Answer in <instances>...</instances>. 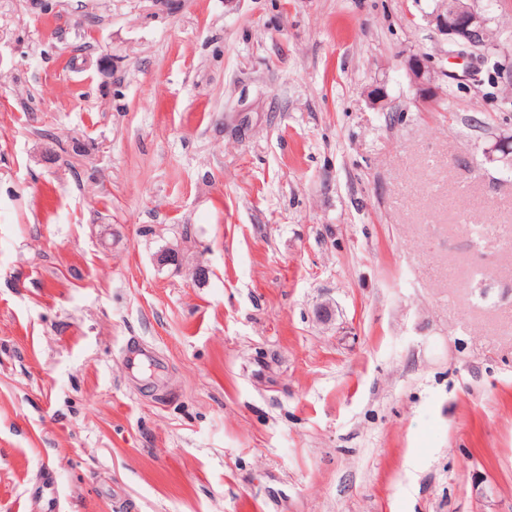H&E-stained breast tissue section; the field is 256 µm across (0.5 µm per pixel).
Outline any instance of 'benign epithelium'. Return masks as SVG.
<instances>
[{
	"label": "benign epithelium",
	"instance_id": "obj_1",
	"mask_svg": "<svg viewBox=\"0 0 512 512\" xmlns=\"http://www.w3.org/2000/svg\"><path fill=\"white\" fill-rule=\"evenodd\" d=\"M441 39L451 52L471 60L465 77L476 78L477 58L486 56V51L498 46L496 30L490 25L487 15L476 9L470 0H446L428 16ZM407 74L416 97L428 107L438 100L437 75L426 57L412 56L406 62Z\"/></svg>",
	"mask_w": 512,
	"mask_h": 512
}]
</instances>
